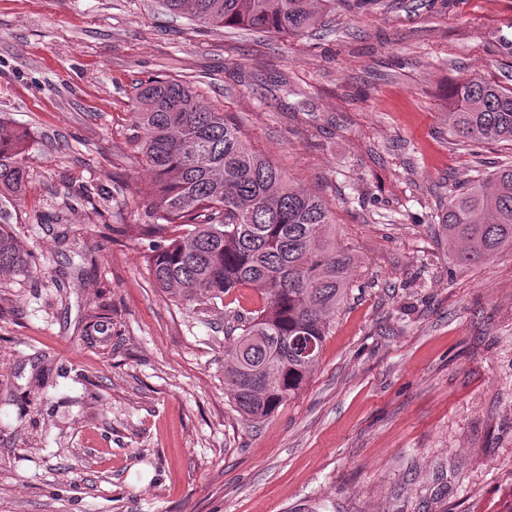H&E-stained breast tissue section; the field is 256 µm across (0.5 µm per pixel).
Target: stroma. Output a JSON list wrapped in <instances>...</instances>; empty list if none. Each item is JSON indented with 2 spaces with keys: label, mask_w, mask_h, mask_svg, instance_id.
Wrapping results in <instances>:
<instances>
[{
  "label": "stroma",
  "mask_w": 512,
  "mask_h": 512,
  "mask_svg": "<svg viewBox=\"0 0 512 512\" xmlns=\"http://www.w3.org/2000/svg\"><path fill=\"white\" fill-rule=\"evenodd\" d=\"M306 37L202 29L159 0H0V116L31 137L0 278V512H512V251L434 224L512 144L448 132V91L512 86V0H336ZM191 80L322 196L354 256L300 395L224 391L222 302L154 287L132 112ZM1 224H7L8 212L0 209ZM0 224V275L29 272L33 267L31 256L20 246L17 238Z\"/></svg>",
  "instance_id": "1"
}]
</instances>
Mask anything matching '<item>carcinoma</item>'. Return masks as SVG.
Here are the masks:
<instances>
[{"label":"carcinoma","instance_id":"carcinoma-1","mask_svg":"<svg viewBox=\"0 0 512 512\" xmlns=\"http://www.w3.org/2000/svg\"><path fill=\"white\" fill-rule=\"evenodd\" d=\"M169 12L205 27L301 38L336 0H163ZM450 133L468 142L512 143V87L463 79L448 91ZM142 163L153 175L147 225L154 287L184 302L224 300L243 288L259 308L234 314L224 389L248 421L270 416L307 384L317 348L345 304L354 261L337 243L326 202L291 182L249 147L224 113L205 105L190 83L149 80L136 88ZM30 136L0 117V203L25 192ZM0 275L31 270L33 260L3 228ZM438 227L460 266L512 250V164L465 184Z\"/></svg>","mask_w":512,"mask_h":512}]
</instances>
